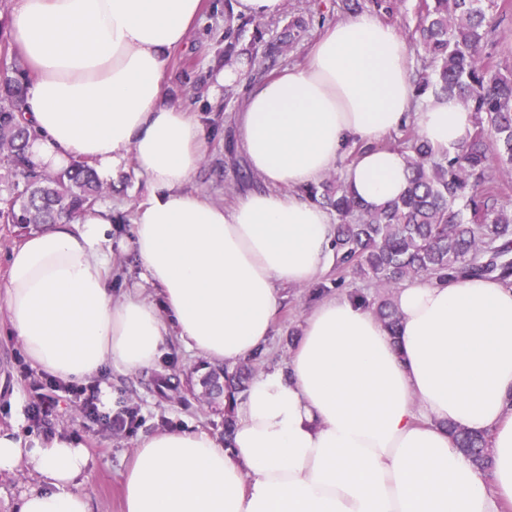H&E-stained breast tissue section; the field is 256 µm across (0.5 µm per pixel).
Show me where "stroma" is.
I'll return each mask as SVG.
<instances>
[{
    "label": "stroma",
    "mask_w": 512,
    "mask_h": 512,
    "mask_svg": "<svg viewBox=\"0 0 512 512\" xmlns=\"http://www.w3.org/2000/svg\"><path fill=\"white\" fill-rule=\"evenodd\" d=\"M298 6L309 22L307 35L285 49L268 68L254 67L253 78L276 74L302 64L310 44L330 25L340 21L334 0H288ZM238 0H203V9L185 45L169 59L165 85L169 95L194 112L207 137L204 163L188 183L190 191L211 201L232 202L245 190L260 187V180L249 173L244 156L234 146L235 119L246 85H238L232 95L215 89L217 77L227 65L224 31L233 28L238 38L236 55L252 60L261 58L268 44L287 39L289 15L257 19L237 9ZM104 199L112 205V239L132 236L135 207L145 199L147 184L134 168L104 179ZM309 287L284 291L282 311L275 332L267 344L271 357L284 364L290 354V331L299 330L305 316L315 305ZM205 360L179 343H172L163 357L160 373L191 379L193 387H181L174 393H161L147 372H109L103 381L111 396V412L131 408L134 417L121 432L94 423L80 410L79 395L67 387H57V406L48 416H35L32 406L46 383L45 373L32 369L16 338L0 327V428L21 422L30 436L43 439L56 435L76 440L86 448L89 463L80 476L82 488L91 500L93 512H122V475L132 455L135 441L144 435L176 425H194L215 435H223L224 418L219 408L203 405L197 380Z\"/></svg>",
    "instance_id": "obj_1"
}]
</instances>
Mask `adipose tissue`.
Wrapping results in <instances>:
<instances>
[{"instance_id":"ef3b65f1","label":"adipose tissue","mask_w":512,"mask_h":512,"mask_svg":"<svg viewBox=\"0 0 512 512\" xmlns=\"http://www.w3.org/2000/svg\"><path fill=\"white\" fill-rule=\"evenodd\" d=\"M201 0H15L10 37L36 80L20 122L56 171L84 158L102 177L134 167L146 199L128 242L139 286L112 292L111 206L26 235L8 256L0 320L34 368L84 382L155 368L171 339L233 365L272 336L287 287L322 273L334 226L302 187L341 170L378 210L407 185L384 140L407 122L437 151L469 140L457 99L418 101L409 42L365 12L326 28L305 65L253 84L239 143L263 187L217 204L188 191L206 133L164 84ZM362 150L348 166V147ZM399 333L344 296L305 317L286 363L263 370L230 440L194 426L140 437L123 512H504L512 506V286L492 278L395 293ZM491 436L478 469L446 424ZM39 477L16 512H92L75 440L0 431V476Z\"/></svg>"}]
</instances>
